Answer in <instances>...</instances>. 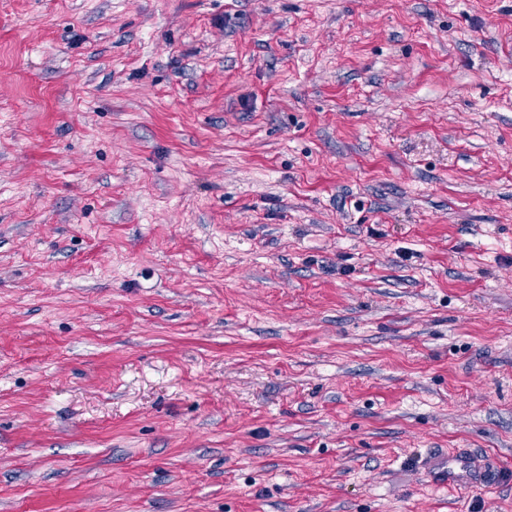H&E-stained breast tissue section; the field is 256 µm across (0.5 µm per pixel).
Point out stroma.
Instances as JSON below:
<instances>
[{
  "label": "stroma",
  "instance_id": "obj_1",
  "mask_svg": "<svg viewBox=\"0 0 512 512\" xmlns=\"http://www.w3.org/2000/svg\"><path fill=\"white\" fill-rule=\"evenodd\" d=\"M512 0H0V512H512ZM425 470L432 477L442 478L448 487L468 488L489 484L502 478L499 471L482 466L467 448H457L446 454H430L423 459Z\"/></svg>",
  "mask_w": 512,
  "mask_h": 512
}]
</instances>
